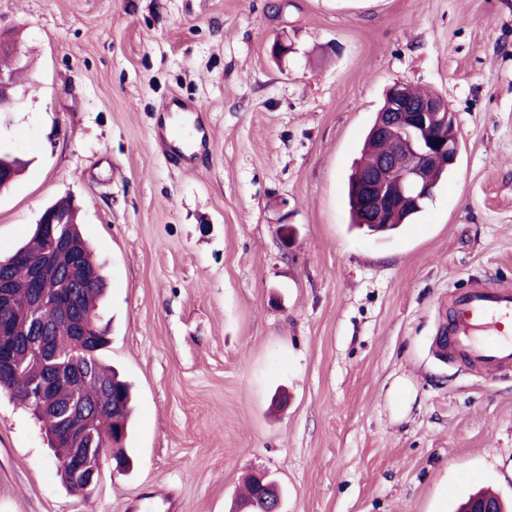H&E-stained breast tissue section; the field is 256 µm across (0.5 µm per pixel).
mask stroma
Listing matches in <instances>:
<instances>
[{
  "instance_id": "obj_1",
  "label": "stroma",
  "mask_w": 512,
  "mask_h": 512,
  "mask_svg": "<svg viewBox=\"0 0 512 512\" xmlns=\"http://www.w3.org/2000/svg\"><path fill=\"white\" fill-rule=\"evenodd\" d=\"M0 35L28 64L0 256L72 199L135 396L132 466L103 457L87 497L0 396V512H230L257 471L281 512H455L485 486L512 507V371L435 354L456 292L512 284V0H0ZM397 82L448 101L461 152L371 236L345 186ZM174 95L205 107L194 167L154 142Z\"/></svg>"
}]
</instances>
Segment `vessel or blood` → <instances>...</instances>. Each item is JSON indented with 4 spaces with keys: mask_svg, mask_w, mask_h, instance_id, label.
Masks as SVG:
<instances>
[{
    "mask_svg": "<svg viewBox=\"0 0 512 512\" xmlns=\"http://www.w3.org/2000/svg\"><path fill=\"white\" fill-rule=\"evenodd\" d=\"M448 358L496 374L512 370V285L476 282L450 302Z\"/></svg>",
    "mask_w": 512,
    "mask_h": 512,
    "instance_id": "obj_1",
    "label": "vessel or blood"
}]
</instances>
